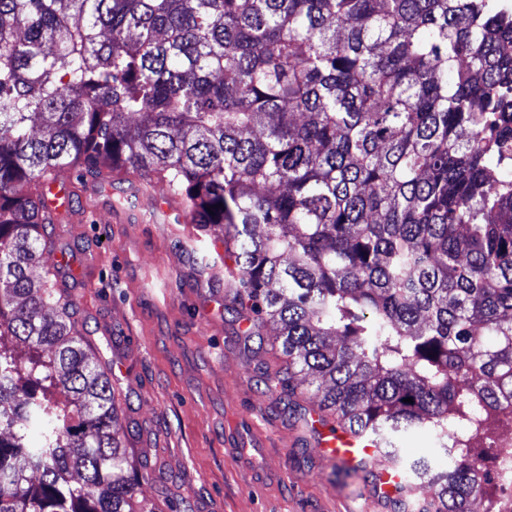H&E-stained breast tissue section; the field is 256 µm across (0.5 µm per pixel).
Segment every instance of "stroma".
Here are the masks:
<instances>
[{"mask_svg": "<svg viewBox=\"0 0 512 512\" xmlns=\"http://www.w3.org/2000/svg\"><path fill=\"white\" fill-rule=\"evenodd\" d=\"M70 189L71 215L51 236L68 267L99 257L91 277L66 278V289L91 362L111 370L125 446L152 467L140 492L155 512H170L175 499L191 512H366L361 483L295 438L293 423L313 400L296 411L288 396L260 390L261 362L276 359L246 346L223 288L201 293L200 277H224L214 249L221 231L194 245L192 225L174 223L171 209L125 202V183L103 191L74 177Z\"/></svg>", "mask_w": 512, "mask_h": 512, "instance_id": "obj_1", "label": "stroma"}]
</instances>
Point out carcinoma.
<instances>
[{"label": "carcinoma", "instance_id": "carcinoma-1", "mask_svg": "<svg viewBox=\"0 0 512 512\" xmlns=\"http://www.w3.org/2000/svg\"><path fill=\"white\" fill-rule=\"evenodd\" d=\"M76 168L224 232L266 390L300 377L399 473L430 432L452 463L409 493L499 512L475 459L512 406L509 0H0V512H153L38 213Z\"/></svg>", "mask_w": 512, "mask_h": 512}]
</instances>
